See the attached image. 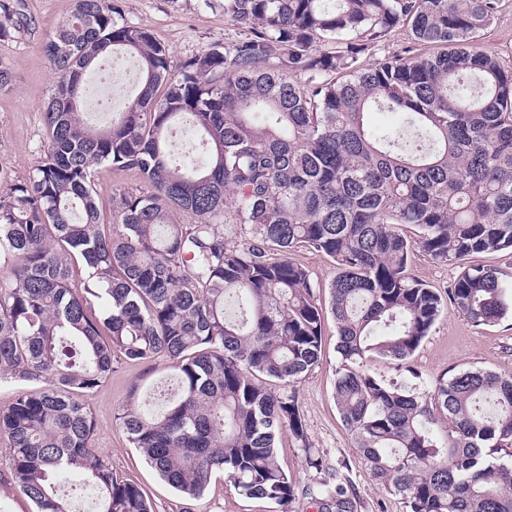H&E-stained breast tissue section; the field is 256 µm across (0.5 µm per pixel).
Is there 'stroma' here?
<instances>
[{"label": "stroma", "mask_w": 512, "mask_h": 512, "mask_svg": "<svg viewBox=\"0 0 512 512\" xmlns=\"http://www.w3.org/2000/svg\"><path fill=\"white\" fill-rule=\"evenodd\" d=\"M35 27L31 33L0 41V60L13 73L10 89L0 91V186L28 177L44 155L46 137L42 113L54 75L44 42L47 33L68 18L74 0H26ZM126 23L150 29L171 55L172 67L210 46L243 35L219 7L204 0H120ZM476 47L512 67V0H500L493 23L481 31ZM292 261L310 273L316 305L322 310L323 345L320 359L297 385L298 402L308 440L324 467L309 468L304 452L289 434H281L279 461L295 482L293 512H318L311 503L322 484L342 486L354 504V512H407L400 496L391 494L362 463L354 440L343 424L335 400V384L341 357L336 349V321L329 309L328 285L334 264L325 254L298 248ZM366 370L385 382L414 394L427 390L435 378L449 369L486 368L512 374V315L491 326H473L454 305H447L430 335L412 360L405 364L373 359ZM161 377L147 364L115 362L110 379L89 398L95 416V447L108 453L114 475L139 483L155 512H272L268 502L240 495L223 477H216L199 498L182 497L147 466L130 448L113 415L123 405L133 384L149 387Z\"/></svg>", "instance_id": "35a3bbf8"}]
</instances>
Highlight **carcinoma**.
<instances>
[{
    "label": "carcinoma",
    "mask_w": 512,
    "mask_h": 512,
    "mask_svg": "<svg viewBox=\"0 0 512 512\" xmlns=\"http://www.w3.org/2000/svg\"><path fill=\"white\" fill-rule=\"evenodd\" d=\"M498 5L220 0L247 33L174 70L115 0H74L44 43L56 74L47 150L0 189V382L39 384L0 408V438L34 512H71L63 475L97 491V512H154L92 445L87 397L117 359L161 362L176 378L162 408L134 384L114 411L164 482L197 498L221 473L292 512L278 436L322 468L296 395L322 347L310 274L289 258L300 246L336 264V406L374 477L409 512H512V464L495 457L512 448V374L450 369L414 396L364 369L411 358L440 314L443 297L408 272L412 251L448 265L512 249V69L472 45ZM32 25L25 0H0L1 40ZM400 26L411 44L363 65ZM127 57L136 95L93 118L87 76ZM375 109L398 124L370 125ZM105 164L150 187H113L108 226L94 182ZM510 288L512 271L471 265L448 300L489 325ZM317 504L352 512L340 487Z\"/></svg>",
    "instance_id": "1"
}]
</instances>
